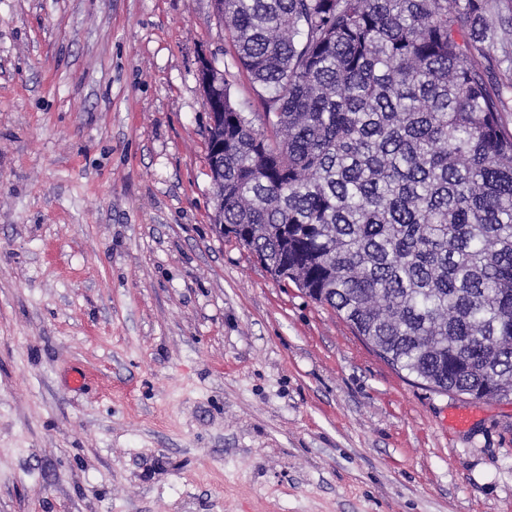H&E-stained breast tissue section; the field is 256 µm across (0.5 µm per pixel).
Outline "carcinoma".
Segmentation results:
<instances>
[{
	"label": "carcinoma",
	"instance_id": "carcinoma-1",
	"mask_svg": "<svg viewBox=\"0 0 512 512\" xmlns=\"http://www.w3.org/2000/svg\"><path fill=\"white\" fill-rule=\"evenodd\" d=\"M223 2L215 223L397 370L508 398L512 0Z\"/></svg>",
	"mask_w": 512,
	"mask_h": 512
}]
</instances>
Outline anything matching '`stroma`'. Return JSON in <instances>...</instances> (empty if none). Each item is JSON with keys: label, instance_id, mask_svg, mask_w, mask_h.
Here are the masks:
<instances>
[{"label": "stroma", "instance_id": "1", "mask_svg": "<svg viewBox=\"0 0 512 512\" xmlns=\"http://www.w3.org/2000/svg\"><path fill=\"white\" fill-rule=\"evenodd\" d=\"M228 48L211 0H0V512H512V400L395 371L217 232Z\"/></svg>", "mask_w": 512, "mask_h": 512}]
</instances>
